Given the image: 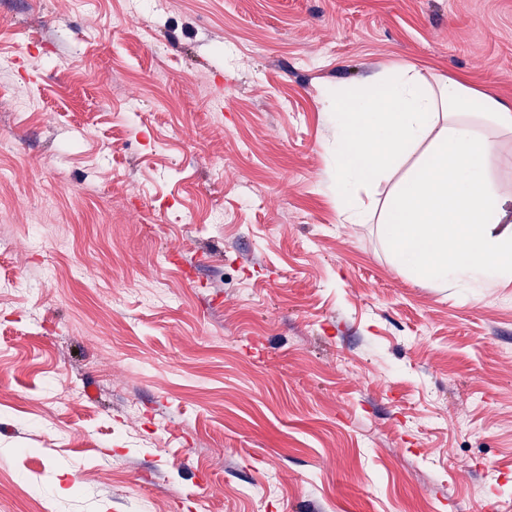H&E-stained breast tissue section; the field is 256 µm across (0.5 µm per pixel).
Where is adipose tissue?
<instances>
[{
    "label": "adipose tissue",
    "mask_w": 512,
    "mask_h": 512,
    "mask_svg": "<svg viewBox=\"0 0 512 512\" xmlns=\"http://www.w3.org/2000/svg\"><path fill=\"white\" fill-rule=\"evenodd\" d=\"M336 127V195L350 222L372 216L354 196L393 172L379 232L409 274L444 287L512 283V207L492 173L495 132L512 133V100L451 76L425 87L395 68L347 100L327 94Z\"/></svg>",
    "instance_id": "obj_1"
}]
</instances>
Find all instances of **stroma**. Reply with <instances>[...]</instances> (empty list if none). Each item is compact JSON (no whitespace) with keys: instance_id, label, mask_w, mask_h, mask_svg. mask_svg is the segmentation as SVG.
Instances as JSON below:
<instances>
[{"instance_id":"obj_1","label":"stroma","mask_w":512,"mask_h":512,"mask_svg":"<svg viewBox=\"0 0 512 512\" xmlns=\"http://www.w3.org/2000/svg\"><path fill=\"white\" fill-rule=\"evenodd\" d=\"M406 64L512 100V0H0V512H512V285L336 208Z\"/></svg>"}]
</instances>
